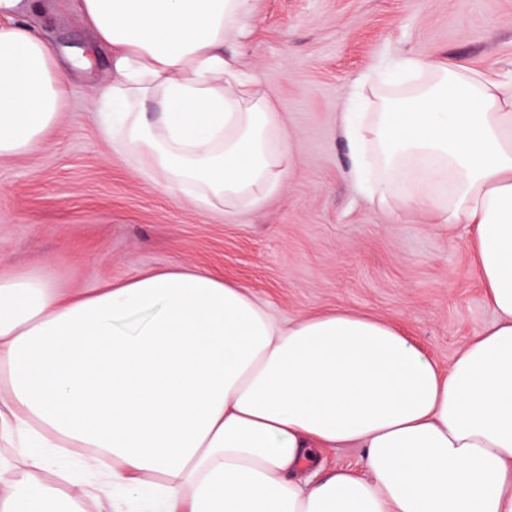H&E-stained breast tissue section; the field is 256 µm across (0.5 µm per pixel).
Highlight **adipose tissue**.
Instances as JSON below:
<instances>
[{"mask_svg": "<svg viewBox=\"0 0 512 512\" xmlns=\"http://www.w3.org/2000/svg\"><path fill=\"white\" fill-rule=\"evenodd\" d=\"M0 0V158L56 124L67 92L49 46ZM112 52L94 89L113 149L205 208L263 203L292 155L269 97L226 42L249 0H80ZM344 114L370 202L465 225L495 322L448 369L394 324L348 309L284 324L208 270L66 293L0 277V512H512V81L385 59ZM157 106L147 122L139 102ZM90 448L112 489L38 481L35 448ZM354 445L360 468L317 453Z\"/></svg>", "mask_w": 512, "mask_h": 512, "instance_id": "ef3b65f1", "label": "adipose tissue"}]
</instances>
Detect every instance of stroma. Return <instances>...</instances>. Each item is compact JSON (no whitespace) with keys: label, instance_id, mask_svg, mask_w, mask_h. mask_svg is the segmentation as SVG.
I'll return each mask as SVG.
<instances>
[{"label":"stroma","instance_id":"1","mask_svg":"<svg viewBox=\"0 0 512 512\" xmlns=\"http://www.w3.org/2000/svg\"><path fill=\"white\" fill-rule=\"evenodd\" d=\"M14 21L66 71L58 122L22 155L0 158V275L33 273L65 291L201 267L267 304L281 321L347 308L396 323L448 367L492 325L464 227L409 210L391 215L360 192L342 134L354 83L384 56L445 60L512 79V0H250L249 33L224 47L253 70L293 145L261 206L203 209L112 149L93 88L111 74L78 0H41ZM39 480L67 494L87 479V449L45 448Z\"/></svg>","mask_w":512,"mask_h":512}]
</instances>
